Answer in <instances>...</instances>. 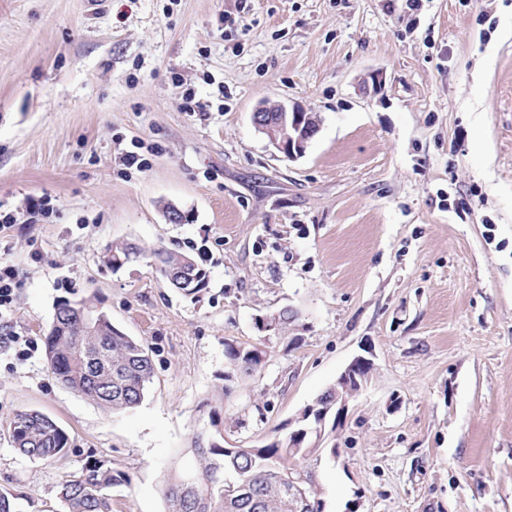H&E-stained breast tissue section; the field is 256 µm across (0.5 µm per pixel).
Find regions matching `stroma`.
Returning a JSON list of instances; mask_svg holds the SVG:
<instances>
[{"label": "stroma", "instance_id": "stroma-1", "mask_svg": "<svg viewBox=\"0 0 512 512\" xmlns=\"http://www.w3.org/2000/svg\"><path fill=\"white\" fill-rule=\"evenodd\" d=\"M263 101L319 117L302 157L254 128ZM137 147L141 171L120 162ZM6 213L0 331L38 344L0 348L19 512H63L62 481L94 462L122 476L112 512H168L197 434L261 445L360 355L374 370L308 460L323 512H512V0H0ZM125 242L192 257L207 288L145 257L112 268ZM64 299L149 347L137 406L50 375ZM283 308L294 345L232 375L225 342H260ZM22 410L65 429L64 457L15 448Z\"/></svg>", "mask_w": 512, "mask_h": 512}]
</instances>
